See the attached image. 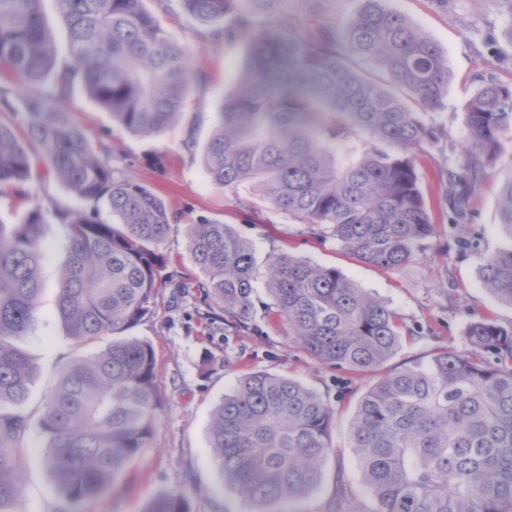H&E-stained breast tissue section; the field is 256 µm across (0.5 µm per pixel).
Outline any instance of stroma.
I'll return each mask as SVG.
<instances>
[{
    "instance_id": "stroma-1",
    "label": "stroma",
    "mask_w": 512,
    "mask_h": 512,
    "mask_svg": "<svg viewBox=\"0 0 512 512\" xmlns=\"http://www.w3.org/2000/svg\"><path fill=\"white\" fill-rule=\"evenodd\" d=\"M386 4L429 35L448 59V96L444 108L432 116L433 122L447 130L448 140L427 147L418 161L424 196L437 210L441 207L436 195L437 173L455 167L467 141V100L477 77L491 66L482 32L491 30L499 48L505 50L512 46V22L500 13L495 0H458L462 13L481 15L477 32L463 30L437 12L430 0H386ZM146 5L157 12L172 40L189 49L203 74L179 122L154 134L129 132L78 82L65 108L70 122L108 147L112 167L150 188L179 214V221L171 224L160 246L169 258V271L190 280L201 278L186 242V226L199 216L231 225L252 243L258 262L290 253L335 268L359 288L386 301L410 329L397 354L385 363L388 371L409 360H428L442 350L467 354L471 346L466 326L472 315H487L503 327L512 326V307L497 302L480 276L486 253L512 245V234L498 222V188L512 177V146L497 159L492 177L471 194L472 229L481 236L480 251L461 254L452 250L457 231L442 222L432 247L404 268L389 272L368 265L332 236L311 235L306 225L249 187L229 189L209 181L203 148L217 125L224 97L234 88L244 66V46L212 37L182 13L179 0H168L164 12L156 0H146ZM25 189L43 206L78 205L98 212L103 220L112 218L106 200L77 202L46 172L34 175ZM66 234V225L56 220L46 228L45 290L36 320L21 343L37 366L29 399L22 407L34 423L56 382L59 361L93 351L89 345L76 348L57 316ZM255 295L254 311L242 319L219 311L198 289L170 288L158 298L154 314L133 328V335L149 340L156 353L161 402L156 423L145 448L127 466L121 491L83 502L80 512H144L155 497L173 488L186 491L188 512H254V504L225 485L208 446L213 408L245 375L254 372L292 378L335 409L334 452L325 464L320 486L295 503L296 512H327L340 480L355 503L370 506V494L360 482L357 460L349 448L348 429L360 397L380 373L355 376L318 363L277 320L264 280L256 281ZM45 453L44 439L34 427L25 440L27 482L18 512H68V504L43 464Z\"/></svg>"
}]
</instances>
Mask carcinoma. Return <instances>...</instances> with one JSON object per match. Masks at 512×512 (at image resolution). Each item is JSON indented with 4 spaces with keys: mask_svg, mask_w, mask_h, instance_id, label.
<instances>
[{
    "mask_svg": "<svg viewBox=\"0 0 512 512\" xmlns=\"http://www.w3.org/2000/svg\"><path fill=\"white\" fill-rule=\"evenodd\" d=\"M67 28L66 71L41 0H0V188L23 193L45 160L80 200L106 199L113 222L94 212L32 204L20 224H0V512L24 493L20 411L36 366L17 343L43 291V225L69 228L58 310L77 346L106 345L61 362L39 420L45 467L71 507L112 490L156 422L160 399L151 342L128 335L154 313L165 288L186 284L160 251L172 212L153 191L115 175L104 145L64 118L73 78L121 127L150 134L172 124L200 83L190 53L174 45L145 0H55ZM309 22L281 0H180L196 24L243 43L247 56L203 165L220 187L248 185L318 236L331 235L360 261L397 271L436 236L416 154L446 137L430 115L448 94V60L427 34L383 0H363L340 27L322 18L328 0H303ZM461 28L477 15L456 0H431ZM363 63L376 78L355 67ZM469 142L458 168L442 171V220L463 231L461 253L480 249L470 191L512 142V81L480 79L465 110ZM499 223L512 232V178L498 191ZM187 248L205 275L196 284L222 311L254 309L259 265L229 224L186 225ZM482 282L512 306V247L487 254ZM267 290L288 333L317 362L352 374L378 369L400 349L404 325L382 299L334 268L290 254L265 262ZM468 354L448 351L381 377L360 397L349 448L374 508L338 499L333 512H512V328L480 315L468 324ZM335 409L298 381L251 373L213 409L214 463L259 512L312 493L333 452ZM144 512H188L170 490Z\"/></svg>",
    "mask_w": 512,
    "mask_h": 512,
    "instance_id": "1",
    "label": "carcinoma"
}]
</instances>
